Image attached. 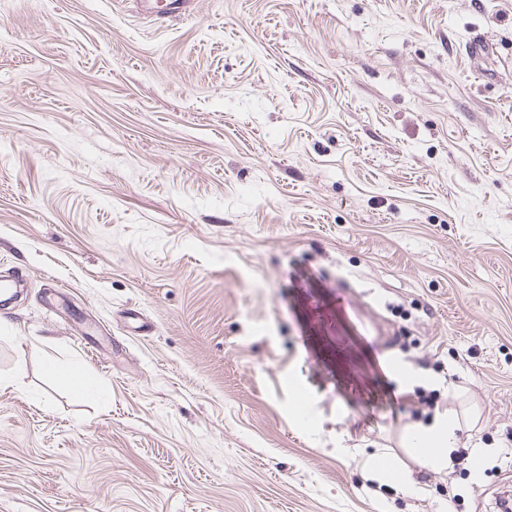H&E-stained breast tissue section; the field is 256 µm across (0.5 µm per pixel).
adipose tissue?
Here are the masks:
<instances>
[{"label": "adipose tissue", "instance_id": "1", "mask_svg": "<svg viewBox=\"0 0 512 512\" xmlns=\"http://www.w3.org/2000/svg\"><path fill=\"white\" fill-rule=\"evenodd\" d=\"M459 428L457 416L449 413L439 414L429 424L412 426L406 436L407 449L411 454L419 456L427 468L435 471L446 470L449 454L458 445ZM363 468L374 481L394 483L407 492L419 489L411 473L402 470L394 459L383 451L367 455L363 461Z\"/></svg>", "mask_w": 512, "mask_h": 512}]
</instances>
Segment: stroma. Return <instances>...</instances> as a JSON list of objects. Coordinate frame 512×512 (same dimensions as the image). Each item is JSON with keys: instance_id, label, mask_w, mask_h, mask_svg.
<instances>
[{"instance_id": "1", "label": "stroma", "mask_w": 512, "mask_h": 512, "mask_svg": "<svg viewBox=\"0 0 512 512\" xmlns=\"http://www.w3.org/2000/svg\"><path fill=\"white\" fill-rule=\"evenodd\" d=\"M14 275L0 512H500L512 0H0ZM413 372L471 463L405 451ZM360 448L421 492L364 483ZM196 0H138L139 11L156 19L187 17L193 13Z\"/></svg>"}]
</instances>
